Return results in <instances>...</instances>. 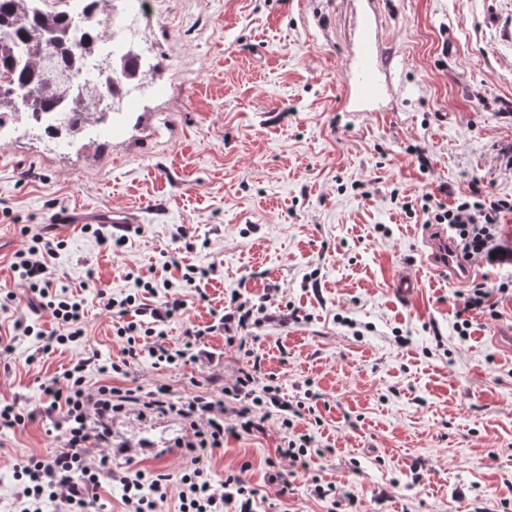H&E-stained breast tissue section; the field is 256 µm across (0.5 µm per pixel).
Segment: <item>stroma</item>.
<instances>
[{"mask_svg":"<svg viewBox=\"0 0 512 512\" xmlns=\"http://www.w3.org/2000/svg\"><path fill=\"white\" fill-rule=\"evenodd\" d=\"M322 14L334 33L318 28ZM379 34L401 54L406 92L347 112L345 0H166L145 40L154 92L121 128L65 149L30 131L0 142V404L26 416L0 429V512L24 487L19 461L59 452L41 385L78 359L92 389L223 399L247 366L224 339L234 292L266 304L247 345L301 409L291 428L275 415L262 433L225 438L207 459L214 481L240 475L257 512H512V350L493 341L512 334V291L498 289L512 283V213L500 254L474 261L490 308L462 335L469 287L434 265L419 209L427 196L452 206L474 179L512 197V0H385ZM69 209L141 220L115 252L82 225L48 224ZM34 232L56 245L55 286L85 302L84 341L46 354L13 330L18 319L58 329L11 268ZM188 265L207 276L182 288L183 315L156 323L149 343L193 342L192 358L106 372L121 345L101 295L135 292L140 277L179 282ZM403 269L419 282L405 300L391 288ZM110 427L97 512H125L118 473L189 469L179 416L132 403ZM288 433L313 439L308 476L272 465ZM314 475L334 498L313 495Z\"/></svg>","mask_w":512,"mask_h":512,"instance_id":"1","label":"stroma"}]
</instances>
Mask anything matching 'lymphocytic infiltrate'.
I'll list each match as a JSON object with an SVG mask.
<instances>
[{"label": "lymphocytic infiltrate", "mask_w": 512, "mask_h": 512, "mask_svg": "<svg viewBox=\"0 0 512 512\" xmlns=\"http://www.w3.org/2000/svg\"><path fill=\"white\" fill-rule=\"evenodd\" d=\"M428 223L445 224L455 230V243L464 259L470 260L491 255L496 250L495 229L502 213L512 212V197H498L487 191L480 181H472L467 192L451 207L424 206ZM35 244L28 250L17 252L12 264L14 272L28 284L32 293L31 303L36 308L49 311L62 325L63 331L51 336L25 322H15V329L23 335L35 336L42 351L54 345L72 342L84 336L85 311L83 303L72 296L53 292V281L46 262L38 249L42 235H35ZM140 293L127 294L122 299L103 297L102 306L113 316L122 318L116 329L122 343L121 356L112 361V373H123L125 367L143 355L163 356L167 361L186 357L185 349L158 351L147 346L154 328L142 327L139 319L150 316L156 321L173 318L183 309L185 302L173 292L172 281H164L165 299L152 308L140 299L141 292H153L154 285L140 281ZM231 309L224 315V328L230 333L228 342L238 350H246V332L259 323L264 306L251 304L240 293H232ZM88 363L80 359L64 371L62 381H49L42 386L49 399L50 410L59 412L57 428L61 433L62 451L50 459L31 458L21 463L19 476L28 477L16 502V512H42L44 499L60 502L62 512H87L89 491L99 484V475L108 464L101 453L111 442L109 420L112 415L124 412L131 402H140L143 409L157 412H174L187 424L190 434L181 443L192 465L178 482V512H254L256 492L235 474L226 475L220 487H213L205 468V459L213 449L223 447L225 435L260 433L272 413L291 411L292 405L281 394L280 386L261 379V365L252 362L250 369L241 371L231 385L225 387L224 399L235 400L234 410H226L223 401H213L197 395L181 402L165 398V388H157L144 396L134 390L103 384L96 390L86 386ZM235 416L232 425H225L226 413ZM123 502L128 512H156L159 502L166 499L171 484L168 475L161 473L121 476Z\"/></svg>", "instance_id": "1"}]
</instances>
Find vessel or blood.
<instances>
[{"label":"vessel or blood","instance_id":"vessel-or-blood-1","mask_svg":"<svg viewBox=\"0 0 512 512\" xmlns=\"http://www.w3.org/2000/svg\"><path fill=\"white\" fill-rule=\"evenodd\" d=\"M382 0H364V10L360 21V33L356 41V76L346 84L345 100L368 101L380 91L381 74L396 70L401 59L396 50L382 53L378 50L377 25L382 12ZM50 223L66 227L72 224H130L134 218L129 211H87L64 210L53 213ZM439 263L451 268L457 278L466 279L476 273L474 265L458 260L455 249L438 248Z\"/></svg>","mask_w":512,"mask_h":512}]
</instances>
